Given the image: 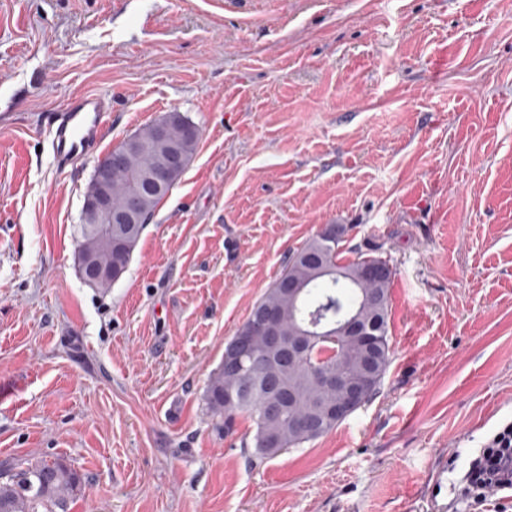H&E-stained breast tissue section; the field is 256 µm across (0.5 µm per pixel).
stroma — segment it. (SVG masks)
I'll return each instance as SVG.
<instances>
[{
	"mask_svg": "<svg viewBox=\"0 0 512 512\" xmlns=\"http://www.w3.org/2000/svg\"><path fill=\"white\" fill-rule=\"evenodd\" d=\"M109 99L101 147L168 112L197 151L107 293L77 271L97 157L43 113ZM393 269L391 364L268 459L204 391L322 226ZM512 418V0H0V470L66 460L71 512H424Z\"/></svg>",
	"mask_w": 512,
	"mask_h": 512,
	"instance_id": "35a3bbf8",
	"label": "stroma"
}]
</instances>
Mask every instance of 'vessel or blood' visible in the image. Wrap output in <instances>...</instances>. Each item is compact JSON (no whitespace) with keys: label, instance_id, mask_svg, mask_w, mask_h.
Returning <instances> with one entry per match:
<instances>
[{"label":"vessel or blood","instance_id":"1","mask_svg":"<svg viewBox=\"0 0 512 512\" xmlns=\"http://www.w3.org/2000/svg\"><path fill=\"white\" fill-rule=\"evenodd\" d=\"M111 109L107 99L84 95L70 98L60 110L44 116L42 129L51 140L59 167H68L93 153L101 143L105 117Z\"/></svg>","mask_w":512,"mask_h":512}]
</instances>
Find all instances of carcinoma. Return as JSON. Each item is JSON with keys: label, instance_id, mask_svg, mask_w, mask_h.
<instances>
[{"label": "carcinoma", "instance_id": "cac0c4a2", "mask_svg": "<svg viewBox=\"0 0 512 512\" xmlns=\"http://www.w3.org/2000/svg\"><path fill=\"white\" fill-rule=\"evenodd\" d=\"M191 123L179 117V124L173 127L172 135L180 139L183 151L193 156L199 136L183 134ZM168 163L164 148L154 147L147 154L129 155L124 165L112 171V209L123 208L134 189H139L143 207L153 214L167 196L151 187L141 184L134 186L135 177L143 172L161 169ZM143 224H114L112 236H107L99 224L82 222L77 225L76 239L79 257L89 256L104 265L113 263L115 253L122 254L121 269H127L134 249L142 235ZM344 233L327 235L317 233L302 246L289 253L280 277L264 292L254 304L246 323L256 320L258 314L268 308L283 311L282 328L288 331L295 328V319L288 309V295L282 291L283 285L292 277L309 281L307 297L298 310L302 320L316 313L321 314L320 323L331 329L336 324V311H344L355 306L357 296L377 295L375 306L364 312L365 323L373 326L377 347L373 354V381L368 384L369 396H374L391 360L390 312L393 272L377 280L358 281L363 267L377 264L379 257L360 256L347 264L339 262L340 243ZM339 267L342 277L336 279L317 276L319 266ZM361 348L347 342L346 339L328 336L312 344L309 357L303 363H290L281 358L274 360L271 366V382L276 384L286 401L280 415L268 418L263 413L267 398L266 378L256 379L251 385H245L246 373L237 369H228L219 365L210 375L205 400L212 415L224 419V433L235 430L237 418L247 415L254 420L255 434L252 438L254 455L260 459L271 458L283 450L298 448L332 432L341 421L321 422L319 430L313 435L292 432V422L301 413L313 410L316 405L336 392L324 389L314 380L318 368L328 367L341 370L349 375L365 374L366 362L360 358ZM232 391L238 396L224 399V392ZM268 433H276L282 438L278 448H269L263 444ZM83 480L77 470L69 463L60 460L49 463L29 465L5 476L0 474V512H69L70 503L82 492Z\"/></svg>", "mask_w": 512, "mask_h": 512}]
</instances>
